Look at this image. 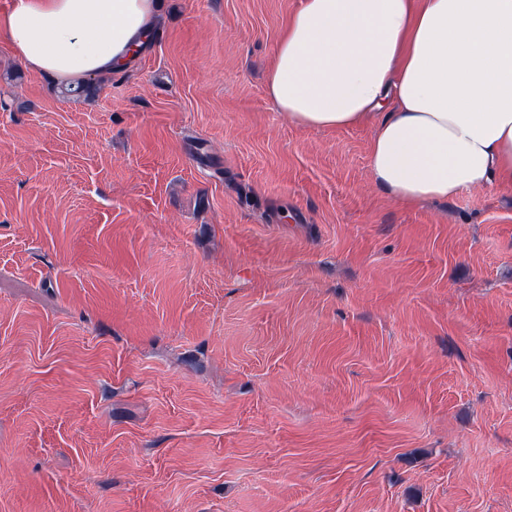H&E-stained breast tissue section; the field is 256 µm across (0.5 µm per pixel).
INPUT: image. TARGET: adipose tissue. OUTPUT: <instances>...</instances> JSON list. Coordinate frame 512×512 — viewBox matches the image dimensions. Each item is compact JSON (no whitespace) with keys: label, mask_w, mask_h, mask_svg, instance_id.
<instances>
[{"label":"adipose tissue","mask_w":512,"mask_h":512,"mask_svg":"<svg viewBox=\"0 0 512 512\" xmlns=\"http://www.w3.org/2000/svg\"><path fill=\"white\" fill-rule=\"evenodd\" d=\"M155 0H18L0 33L28 69L67 83L126 68ZM298 124L378 118L377 185L403 204L512 186V0H303L268 79Z\"/></svg>","instance_id":"ef3b65f1"}]
</instances>
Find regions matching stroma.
<instances>
[{
  "instance_id": "obj_1",
  "label": "stroma",
  "mask_w": 512,
  "mask_h": 512,
  "mask_svg": "<svg viewBox=\"0 0 512 512\" xmlns=\"http://www.w3.org/2000/svg\"><path fill=\"white\" fill-rule=\"evenodd\" d=\"M158 2L90 98L0 35V512H512V187L276 109L302 0Z\"/></svg>"
}]
</instances>
